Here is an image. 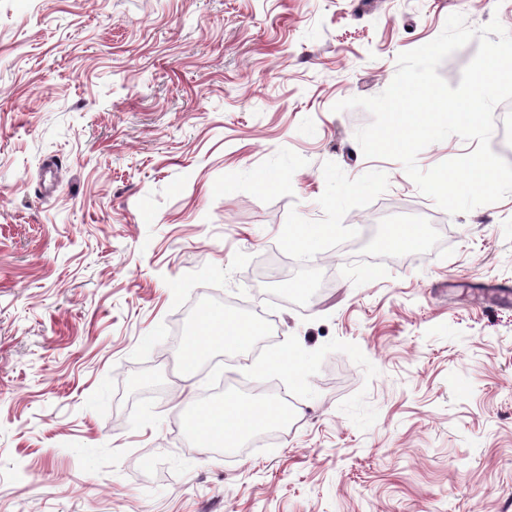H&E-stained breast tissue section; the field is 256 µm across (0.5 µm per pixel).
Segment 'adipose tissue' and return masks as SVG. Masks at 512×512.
<instances>
[{
  "label": "adipose tissue",
  "instance_id": "ef3b65f1",
  "mask_svg": "<svg viewBox=\"0 0 512 512\" xmlns=\"http://www.w3.org/2000/svg\"><path fill=\"white\" fill-rule=\"evenodd\" d=\"M283 418L284 413L277 405L264 404L247 409L236 396L228 395L220 405L201 416L196 427L219 445L231 448L253 430Z\"/></svg>",
  "mask_w": 512,
  "mask_h": 512
}]
</instances>
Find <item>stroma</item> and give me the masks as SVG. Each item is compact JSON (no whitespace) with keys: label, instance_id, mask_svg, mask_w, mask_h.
I'll list each match as a JSON object with an SVG mask.
<instances>
[{"label":"stroma","instance_id":"1","mask_svg":"<svg viewBox=\"0 0 512 512\" xmlns=\"http://www.w3.org/2000/svg\"><path fill=\"white\" fill-rule=\"evenodd\" d=\"M453 13L512 32V0H0V512H512V195L448 214L333 109ZM201 301L255 335L188 369ZM228 393L287 429L210 446Z\"/></svg>","mask_w":512,"mask_h":512}]
</instances>
